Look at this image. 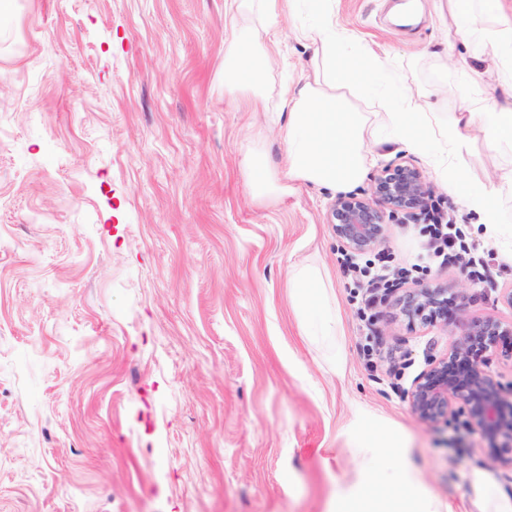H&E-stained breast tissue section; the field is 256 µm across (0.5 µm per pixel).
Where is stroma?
Segmentation results:
<instances>
[{"label": "stroma", "mask_w": 512, "mask_h": 512, "mask_svg": "<svg viewBox=\"0 0 512 512\" xmlns=\"http://www.w3.org/2000/svg\"><path fill=\"white\" fill-rule=\"evenodd\" d=\"M225 0H14L0 18V512H334L357 479L346 431L359 402L403 426L410 464L452 512H472L482 472L512 496V470L463 424L434 428L404 397L428 355L477 320H512V260L483 279L461 261L419 268L423 219L395 218L379 246L408 287L447 288V324L409 330L397 294L359 314L329 213L336 190L300 184L258 202L243 154L283 163L278 98L314 48L273 28L268 111L224 94ZM339 0L337 24L385 52L373 87L470 97L446 66L448 0ZM411 147H372L355 187ZM327 276L343 369L302 335L291 264Z\"/></svg>", "instance_id": "obj_1"}]
</instances>
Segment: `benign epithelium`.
Segmentation results:
<instances>
[{"instance_id": "benign-epithelium-1", "label": "benign epithelium", "mask_w": 512, "mask_h": 512, "mask_svg": "<svg viewBox=\"0 0 512 512\" xmlns=\"http://www.w3.org/2000/svg\"><path fill=\"white\" fill-rule=\"evenodd\" d=\"M428 188L421 171L398 164L381 171L370 196H341L330 209L336 239L354 252L371 250L387 236L386 216L422 214ZM399 314L414 328L448 321V289L420 285L405 291ZM501 349L512 358V322L496 318L473 322L446 353L430 357L406 391L411 412L437 425L461 418L487 444L490 457L512 470V387L487 370V353Z\"/></svg>"}]
</instances>
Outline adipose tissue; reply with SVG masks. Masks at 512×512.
I'll return each mask as SVG.
<instances>
[{
	"label": "adipose tissue",
	"mask_w": 512,
	"mask_h": 512,
	"mask_svg": "<svg viewBox=\"0 0 512 512\" xmlns=\"http://www.w3.org/2000/svg\"><path fill=\"white\" fill-rule=\"evenodd\" d=\"M298 3L225 0V94L246 96L254 110H263L262 81L278 51L269 31L281 20H296ZM480 3L448 0V11L459 37L479 44L483 73L501 85L503 97L489 107L474 100L452 108L441 84L373 92L370 80L388 67L389 56L366 47L353 59L337 62L340 49L355 36L335 24L336 0H321L300 28L301 36L316 48L313 67L301 85L280 95V109L288 115L282 135L284 164L274 167L256 150L242 158L253 198L287 194L296 183L353 188L366 178L371 139L382 136L413 146L466 208L485 214L500 187H512V169L495 170L491 187L478 194L461 175L459 164L480 141L494 154L512 150V18L502 6L494 16H485ZM288 288L305 335L326 342L341 336V318L325 303L318 268L293 264ZM350 429L358 482L338 493L342 512H448L447 504L424 486L419 472L404 464V434L359 403L351 408ZM369 484L380 486L382 495L366 496Z\"/></svg>",
	"instance_id": "1"
}]
</instances>
